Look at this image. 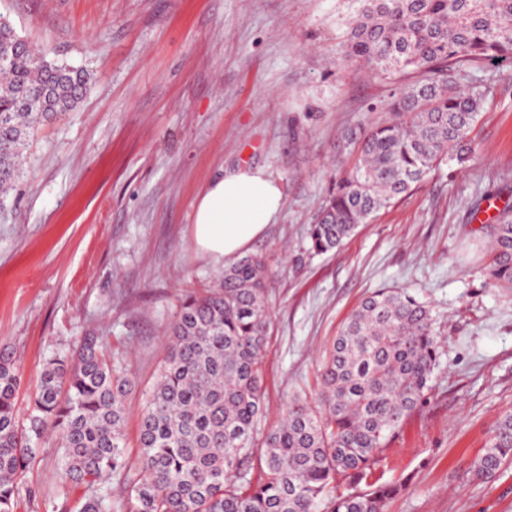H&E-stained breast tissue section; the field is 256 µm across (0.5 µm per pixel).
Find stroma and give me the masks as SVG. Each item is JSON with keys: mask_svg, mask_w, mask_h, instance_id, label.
Returning <instances> with one entry per match:
<instances>
[{"mask_svg": "<svg viewBox=\"0 0 512 512\" xmlns=\"http://www.w3.org/2000/svg\"><path fill=\"white\" fill-rule=\"evenodd\" d=\"M358 0H0V14L49 60L85 71L78 109L40 126L26 176L0 205V343L29 398L44 363L89 336L135 380L126 400L130 464L139 415L180 300L215 286L222 266L192 242L195 202L220 169L259 167L280 183L276 224L251 243L271 278L260 431L294 396L314 397L325 347L371 291L405 288L428 304L439 365L427 400L380 454L400 484L385 512H512V463L473 472L512 411V295L484 275L486 237L472 202L512 204V58L462 71L489 93L479 151L448 164L381 211L336 251L300 260L344 133L394 118L393 94L419 72L383 79L336 66ZM15 512H77L56 441L35 443Z\"/></svg>", "mask_w": 512, "mask_h": 512, "instance_id": "35a3bbf8", "label": "stroma"}]
</instances>
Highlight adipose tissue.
Returning <instances> with one entry per match:
<instances>
[{"label": "adipose tissue", "mask_w": 512, "mask_h": 512, "mask_svg": "<svg viewBox=\"0 0 512 512\" xmlns=\"http://www.w3.org/2000/svg\"><path fill=\"white\" fill-rule=\"evenodd\" d=\"M283 205L278 182L264 169L224 170L194 206V246L214 263L235 260L274 222Z\"/></svg>", "instance_id": "adipose-tissue-1"}]
</instances>
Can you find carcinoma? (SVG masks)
Here are the masks:
<instances>
[{"label":"carcinoma","mask_w":512,"mask_h":512,"mask_svg":"<svg viewBox=\"0 0 512 512\" xmlns=\"http://www.w3.org/2000/svg\"><path fill=\"white\" fill-rule=\"evenodd\" d=\"M0 191L24 175L23 148L36 126L74 111L89 78L52 62L0 25ZM512 57V0H360L337 60L378 76L435 77L403 89L397 119L353 133L350 169L306 232L309 256L338 248L445 162L478 151L472 133L487 99L451 73ZM47 90L43 112L19 107ZM490 241V284L512 294V207L481 226ZM269 272L258 255L224 270L218 287L186 296L140 415L138 478L118 512H384L398 487L375 478L385 440L425 402L437 362L427 305L406 288H380L347 316L324 351L316 401L295 398L255 448L265 411L264 351L270 335ZM21 373L0 345V512H14L17 479L34 458L32 438L56 436L66 478L90 494L80 512H108L101 484L128 476L123 425L134 383L90 337L42 369L29 426L16 406ZM512 461V412L496 422L475 474ZM370 489L347 487L362 481Z\"/></svg>","instance_id":"1"}]
</instances>
